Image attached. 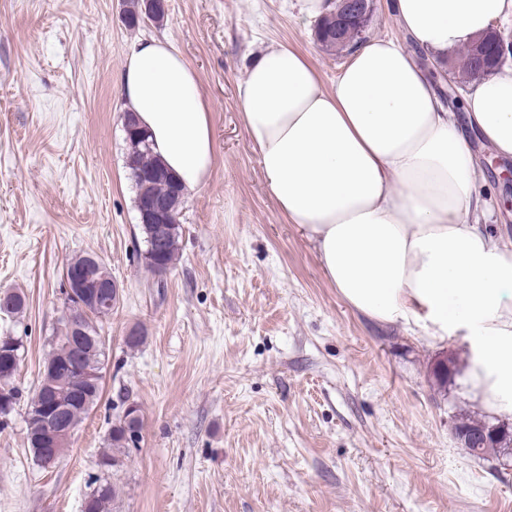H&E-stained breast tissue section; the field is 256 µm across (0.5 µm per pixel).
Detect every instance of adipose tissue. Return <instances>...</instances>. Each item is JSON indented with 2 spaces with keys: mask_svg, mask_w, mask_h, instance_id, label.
<instances>
[{
  "mask_svg": "<svg viewBox=\"0 0 512 512\" xmlns=\"http://www.w3.org/2000/svg\"><path fill=\"white\" fill-rule=\"evenodd\" d=\"M392 8L407 43L360 44L329 88L306 55L266 46L238 86L245 130L269 193L342 298L381 323L467 336L463 393L484 412L512 415V240L482 222L487 203L474 188L484 170L466 135L474 128L495 157L512 160V68L469 87L463 121L436 90L448 56L512 24V0ZM120 94L184 189L203 185L214 161L211 106L182 54L166 38L139 39Z\"/></svg>",
  "mask_w": 512,
  "mask_h": 512,
  "instance_id": "1",
  "label": "adipose tissue"
}]
</instances>
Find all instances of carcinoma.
Masks as SVG:
<instances>
[{
	"label": "carcinoma",
	"instance_id": "carcinoma-1",
	"mask_svg": "<svg viewBox=\"0 0 512 512\" xmlns=\"http://www.w3.org/2000/svg\"><path fill=\"white\" fill-rule=\"evenodd\" d=\"M145 0H126L125 23L130 28L139 26L140 22L148 18L153 21L164 19L166 11L160 10L147 15ZM336 14L329 12L321 16L315 26V37L321 46L328 52L354 47L351 35L357 32V27L349 25L343 37H336ZM448 63L458 75L464 79L477 80L483 78L497 69L500 63L498 45L490 42L478 50L468 44L454 53ZM128 144L126 155V168L130 171L137 170L152 176L147 182L130 179L135 188L136 198L151 197L154 199H167L172 192L181 189V186L166 173V170L158 163L153 154L151 145L145 144L149 136L145 131L128 132L125 136ZM140 231L145 240L149 241L159 235L163 239L158 246L161 264L170 268L178 259L180 251V224L174 220L168 224L158 226L156 224H142ZM77 266L93 267L91 273L96 278L108 281L112 278L110 271L102 259L86 254L78 255L70 260ZM6 305L0 312L16 316L23 312L26 306L25 296L17 291L6 292ZM110 314V311L92 310L84 318V336L86 341L81 349V364L99 373L103 372L105 365V344L100 336V323ZM22 344L13 336H0V396L9 393L12 404H17L18 391L13 386L12 379L22 358ZM63 376L44 368L35 392L27 403L25 411V423L27 427V448L29 453H34V441L43 433L44 425L40 417V411L44 405L45 394L48 390L59 386ZM100 396V384H88L83 400L72 406L68 417L73 426H78L88 412L97 403ZM453 428L464 432L476 439L478 444L472 456L483 460L497 461L500 458L511 455L512 426L502 425V438L497 443L483 444L481 437L488 427L493 425L491 421L477 419L466 410L459 409L452 416ZM143 427L142 414L131 418L129 421L121 419L113 423L105 444V450L99 459V465L104 468H113L119 464V454L125 452L130 446L137 444ZM119 495V488L114 482L108 480L99 484L93 492L88 512H114V503Z\"/></svg>",
	"mask_w": 512,
	"mask_h": 512
}]
</instances>
